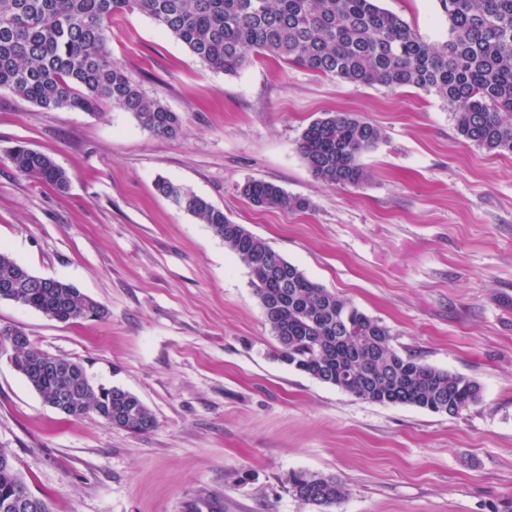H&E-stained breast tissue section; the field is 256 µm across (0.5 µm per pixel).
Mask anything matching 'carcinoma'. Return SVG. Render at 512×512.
<instances>
[{"mask_svg": "<svg viewBox=\"0 0 512 512\" xmlns=\"http://www.w3.org/2000/svg\"><path fill=\"white\" fill-rule=\"evenodd\" d=\"M448 37L428 42L377 0H0V89L44 109L98 115L103 106L131 112L151 133L176 137L181 120L146 98L107 48L112 15L137 10L215 70L234 75L253 55H272L350 83L414 87L441 99L458 134L488 151L512 154V0H440ZM384 139L356 113L336 112L301 133L300 153L315 178L332 187L369 179L361 156ZM21 175L63 191L65 172L48 155L16 146L9 155ZM157 191L206 224L249 268L278 357L296 370L359 399L459 414L481 399L467 377L399 353L389 328L309 279L244 225L206 199L160 177ZM242 193L259 208L305 210L310 201L280 186L251 180ZM0 301L71 323L104 315L103 305L72 284L38 276L0 250ZM3 339L16 370L43 401L73 418L95 414L118 427L147 433L152 412L131 392L94 386L78 361L56 358L39 367L38 349ZM0 512L26 485L14 457L0 448ZM288 489L305 505L328 507L345 483L305 471L288 475Z\"/></svg>", "mask_w": 512, "mask_h": 512, "instance_id": "cac0c4a2", "label": "carcinoma"}]
</instances>
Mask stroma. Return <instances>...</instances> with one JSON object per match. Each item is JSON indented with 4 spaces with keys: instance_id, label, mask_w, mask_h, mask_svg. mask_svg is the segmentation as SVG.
Returning <instances> with one entry per match:
<instances>
[{
    "instance_id": "obj_1",
    "label": "stroma",
    "mask_w": 512,
    "mask_h": 512,
    "mask_svg": "<svg viewBox=\"0 0 512 512\" xmlns=\"http://www.w3.org/2000/svg\"><path fill=\"white\" fill-rule=\"evenodd\" d=\"M427 41L448 35L439 0H380ZM142 93L176 112L174 138L132 113L44 109L0 89V247L35 274L102 303L69 324L0 302V329L81 362L152 411L135 434L58 413L0 348V448L52 512H505L512 503V154L458 135L437 97L361 85L252 57L211 69L139 12L108 44ZM331 112L385 139L361 186L316 179L298 143ZM66 173L56 192L18 174L16 145ZM166 178L224 209L305 275L383 322L393 345L477 381L458 416L358 399L278 359L249 270L208 225L160 195ZM251 179L307 198L257 208ZM294 471L347 484L321 509Z\"/></svg>"
}]
</instances>
